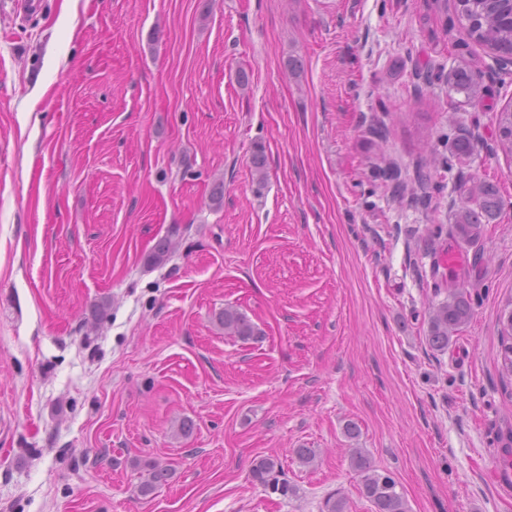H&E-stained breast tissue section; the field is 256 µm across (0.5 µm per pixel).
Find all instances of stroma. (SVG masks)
Here are the masks:
<instances>
[{
    "label": "stroma",
    "instance_id": "35a3bbf8",
    "mask_svg": "<svg viewBox=\"0 0 512 512\" xmlns=\"http://www.w3.org/2000/svg\"><path fill=\"white\" fill-rule=\"evenodd\" d=\"M45 2L0 0V512H371L352 448L409 512H512V74L453 0ZM476 181L503 207L464 239ZM451 272L472 318L438 352ZM267 455L294 495L252 480ZM448 85L451 90L464 93L468 100L478 97L482 93V88L474 78L473 71L468 62H461L453 70L449 77ZM501 342V373L512 376V298L508 299L499 315ZM217 321L224 328V333L236 336L242 340H248L258 336L259 331L247 316L232 306L224 307L219 313Z\"/></svg>",
    "mask_w": 512,
    "mask_h": 512
}]
</instances>
